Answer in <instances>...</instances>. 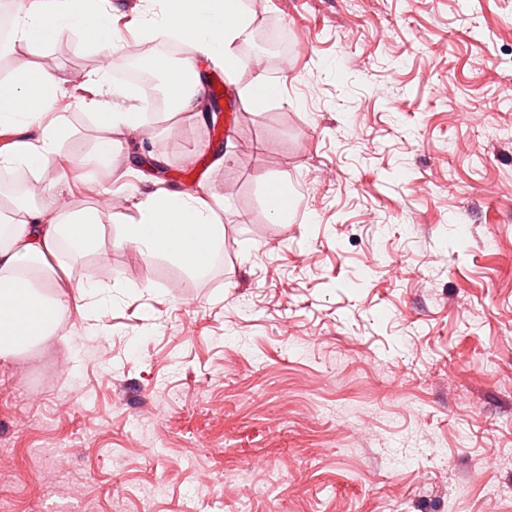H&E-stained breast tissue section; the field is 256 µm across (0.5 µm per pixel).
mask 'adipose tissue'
<instances>
[{
  "label": "adipose tissue",
  "instance_id": "1",
  "mask_svg": "<svg viewBox=\"0 0 512 512\" xmlns=\"http://www.w3.org/2000/svg\"><path fill=\"white\" fill-rule=\"evenodd\" d=\"M159 17H143L135 25L145 33L191 45L197 53L234 72V46L254 19L242 0H156ZM115 19L112 0H16L12 37L0 43V56L15 48L42 54L66 32L89 27L100 31L99 41L111 43ZM180 76L168 77L166 88L175 112H197L199 83L194 82L193 59H184ZM54 72L36 66L0 80V128L39 123L36 140H22L0 152L1 165L41 170L54 164L60 143L71 136L67 116L55 112L65 99ZM89 107L102 131L91 155L111 164L119 147L112 133H137L145 125L141 112L118 111L101 100ZM219 200L212 195L158 190L138 208L137 216L123 210L109 213L121 228L120 240L135 245L147 257H162L182 269L186 287H194L224 245V226L217 215ZM100 212L96 209L60 212L53 208L28 211L26 220L0 219V360L35 356L67 315L71 298L62 285L67 275L64 256L100 253Z\"/></svg>",
  "mask_w": 512,
  "mask_h": 512
}]
</instances>
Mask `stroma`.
Instances as JSON below:
<instances>
[{
  "label": "stroma",
  "instance_id": "stroma-1",
  "mask_svg": "<svg viewBox=\"0 0 512 512\" xmlns=\"http://www.w3.org/2000/svg\"><path fill=\"white\" fill-rule=\"evenodd\" d=\"M243 6L223 146V114H159L121 136L106 184L132 216L149 189L214 194L224 259L172 288L169 260L104 222L112 263L72 262L56 339L0 361V503L512 512L496 493L512 486V0ZM103 53L66 33L40 63L72 94ZM260 74L277 92L255 112ZM59 149L8 216L48 207L71 171L73 210L95 207L96 170ZM266 177L287 180L290 222ZM275 183L280 184L286 189L289 195L287 201H282L271 193V187ZM264 203L267 211L275 221L287 223L288 219H290L292 208L291 190L290 187H288V182L281 179L267 181L264 189Z\"/></svg>",
  "mask_w": 512,
  "mask_h": 512
}]
</instances>
